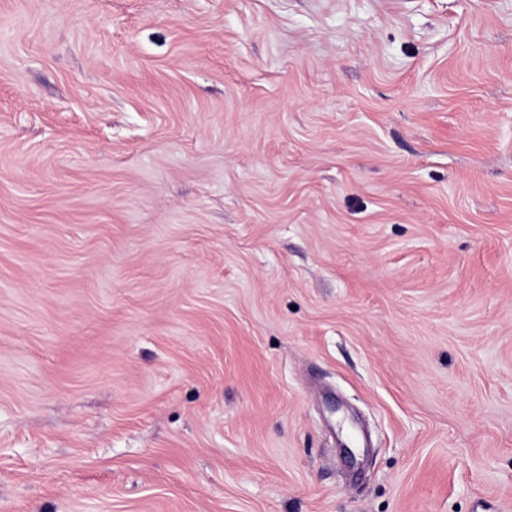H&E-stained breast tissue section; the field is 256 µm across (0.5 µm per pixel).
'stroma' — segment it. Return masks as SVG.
Segmentation results:
<instances>
[{"mask_svg": "<svg viewBox=\"0 0 512 512\" xmlns=\"http://www.w3.org/2000/svg\"><path fill=\"white\" fill-rule=\"evenodd\" d=\"M0 512H512V0H0Z\"/></svg>", "mask_w": 512, "mask_h": 512, "instance_id": "1", "label": "stroma"}]
</instances>
